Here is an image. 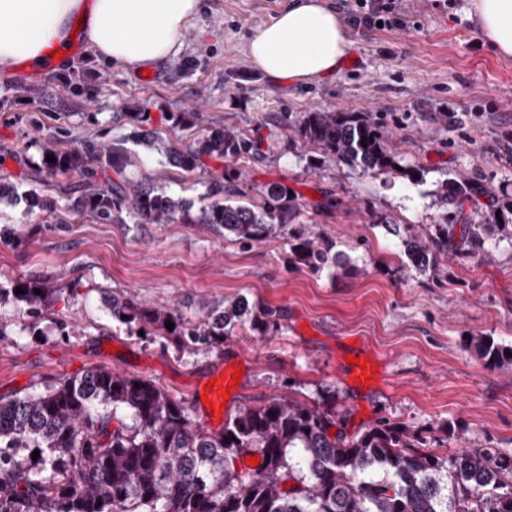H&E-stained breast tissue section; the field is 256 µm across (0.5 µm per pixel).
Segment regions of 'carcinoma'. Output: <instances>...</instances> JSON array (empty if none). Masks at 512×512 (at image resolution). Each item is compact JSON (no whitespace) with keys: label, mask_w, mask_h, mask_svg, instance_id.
<instances>
[{"label":"carcinoma","mask_w":512,"mask_h":512,"mask_svg":"<svg viewBox=\"0 0 512 512\" xmlns=\"http://www.w3.org/2000/svg\"><path fill=\"white\" fill-rule=\"evenodd\" d=\"M296 131L319 146L325 159L361 175H408L396 169L388 131L377 122L346 112H308ZM137 136L83 151H63L55 139L39 143L42 156H54L44 162L47 170L80 177L70 210L88 213L100 224H207L246 245L280 237L291 258L311 271L349 272L333 243L293 223L301 204L284 184L265 186L263 204L248 207L231 200L238 194L239 174L222 173L208 184L213 201L194 212L189 200L162 186L110 177L100 182V169L122 174L126 142ZM152 146L188 172L206 157L237 159L255 149L249 137L226 127L208 129L185 148L157 140ZM440 192L454 205L487 190L468 179L445 181ZM27 202L29 214H55V201L47 195L32 190ZM496 229L493 209L485 223L465 225L458 238L448 223L428 232L407 224L396 234L408 266L438 282L444 274L439 256H482ZM16 287L25 293L0 290V305L10 301L26 310L32 319L29 333L41 336L38 324L48 306L78 283L64 290L44 278H29ZM105 303L131 333L169 337L189 353L219 348L246 324L267 331L279 321L276 308L245 296L206 305L194 320L129 294L112 292ZM168 320L174 323L171 330ZM478 350L491 364L512 357L489 336L479 341ZM125 413L132 423L123 420ZM340 419L334 396L308 404L282 394L240 409L221 430L212 431L154 381L89 369L0 400V512H512V456L463 448L446 458L422 449L404 427L390 423L352 435L341 429L330 433ZM247 453L261 457V468H235L234 460Z\"/></svg>","instance_id":"cac0c4a2"}]
</instances>
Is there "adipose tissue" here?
Listing matches in <instances>:
<instances>
[{
	"label": "adipose tissue",
	"mask_w": 512,
	"mask_h": 512,
	"mask_svg": "<svg viewBox=\"0 0 512 512\" xmlns=\"http://www.w3.org/2000/svg\"><path fill=\"white\" fill-rule=\"evenodd\" d=\"M201 0H0V73L43 69L50 52L82 37L97 60L129 71L156 67L182 47ZM468 19L500 57L512 58V0H469ZM353 46L334 0H287L246 44L254 67L311 85L336 74Z\"/></svg>",
	"instance_id": "obj_1"
}]
</instances>
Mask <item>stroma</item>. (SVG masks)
Instances as JSON below:
<instances>
[{
	"label": "stroma",
	"mask_w": 512,
	"mask_h": 512,
	"mask_svg": "<svg viewBox=\"0 0 512 512\" xmlns=\"http://www.w3.org/2000/svg\"><path fill=\"white\" fill-rule=\"evenodd\" d=\"M371 3L380 25L360 23L358 0H336L354 49L339 75L304 87L271 81L245 53L284 0H202L181 52L145 75L90 61L78 38L68 67L0 76V178L20 195L0 203V288L30 277L78 284L51 306L39 338L23 309L0 305V399L105 367L150 379L190 407L217 365L239 366L228 416L280 393L309 404L332 396L347 433L390 422L448 457L464 448L512 456V362L489 363L476 347L490 336L512 348V221L491 235L485 257L443 258L448 276L437 283L408 267L386 229L439 224L449 212L454 224H479L487 207H512V59L475 32L468 0ZM316 109L382 124L404 174L359 176L324 160L295 131ZM180 112L202 113L203 122L173 123ZM442 112L449 122L438 121ZM210 127L233 128L258 149L186 172L132 142L125 178L153 181L197 208L209 202L211 176L228 170L239 174L243 204H261L264 186L286 184L303 205L299 223L333 242L349 273L311 272L280 238L245 246L204 224L97 223L67 210L78 178L49 172L37 148L54 138L82 149L136 130L181 148ZM447 179H472L487 192L453 208L438 194ZM33 189L55 198L62 223L26 213ZM112 291L189 319L203 304L244 296L279 308V325L265 333L246 326L219 349L189 354L159 336L130 335L102 302ZM60 319L74 323L72 336H58ZM345 337L382 358L380 387L361 391L342 379ZM109 342L117 352L106 351Z\"/></svg>",
	"instance_id": "obj_1"
}]
</instances>
